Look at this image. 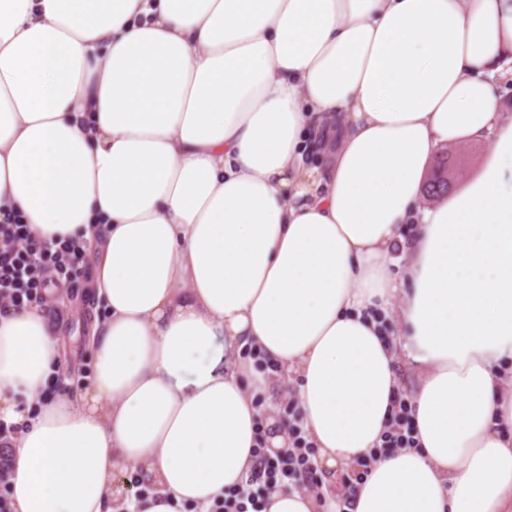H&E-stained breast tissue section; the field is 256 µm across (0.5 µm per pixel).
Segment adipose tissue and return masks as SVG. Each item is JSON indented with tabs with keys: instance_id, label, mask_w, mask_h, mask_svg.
Masks as SVG:
<instances>
[{
	"instance_id": "adipose-tissue-1",
	"label": "adipose tissue",
	"mask_w": 512,
	"mask_h": 512,
	"mask_svg": "<svg viewBox=\"0 0 512 512\" xmlns=\"http://www.w3.org/2000/svg\"><path fill=\"white\" fill-rule=\"evenodd\" d=\"M508 79L512 0H0V215L92 246L107 313L54 397V317L0 316L10 512H105L123 473L129 512H207L291 402L315 467L369 460L352 512H512ZM488 151L489 142L486 140L445 144L439 150L425 175L422 187V195L425 205L434 206L443 198L461 191L466 182L479 173ZM440 158H443L446 162V166H448V178L445 174H442L439 171V168L434 167ZM426 195L429 198L446 197L429 199ZM399 410L393 417V424L390 426L388 432L383 435L382 447L383 448H412L415 444V437L412 435L415 432L414 422L411 418L406 416L407 406L406 403L399 399ZM405 428V433L402 432Z\"/></svg>"
}]
</instances>
